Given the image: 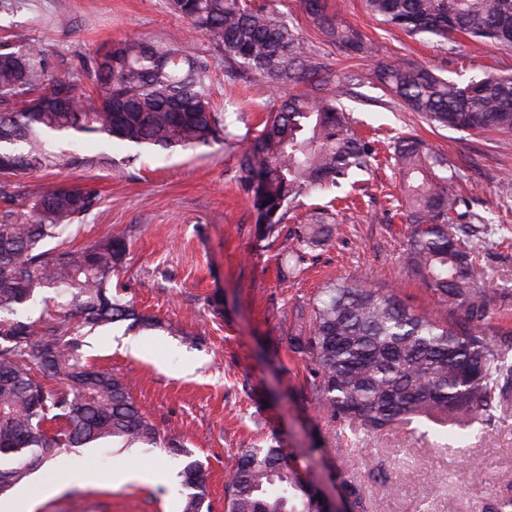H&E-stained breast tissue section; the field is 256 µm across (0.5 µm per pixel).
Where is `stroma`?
Here are the masks:
<instances>
[{
  "instance_id": "stroma-1",
  "label": "stroma",
  "mask_w": 512,
  "mask_h": 512,
  "mask_svg": "<svg viewBox=\"0 0 512 512\" xmlns=\"http://www.w3.org/2000/svg\"><path fill=\"white\" fill-rule=\"evenodd\" d=\"M301 32L325 65L328 91L353 72L360 86L342 95L355 132L378 159L360 174L345 207L331 188L311 193L282 225H334L331 240L310 249L307 268L281 281L280 242L260 240L257 215L234 178L236 157L262 129L272 94L252 77H228L224 59L170 7L169 0H5L0 38L18 48L38 46L48 70L72 74L77 91L95 80L85 57L140 37H177L210 64L211 99L227 114L236 145L174 152L115 143L107 168L34 173L45 188L95 187L99 205L65 235L79 248L113 234L128 246L112 285L158 325L147 330L117 322L80 337L89 362L129 380L134 401L162 437L183 441L204 470L210 512H224L225 485L242 449L281 446L302 479L323 501L357 512H499L512 498V402L487 425L460 437L420 435L398 425L375 434L340 431L311 391L310 364L289 338L311 316L321 288L352 274H369L414 310L444 316L438 294L405 261L409 228L400 206L399 176L390 161L399 136H418L446 158L471 212L490 218L480 254L483 288L504 295L490 314L492 330H512V135H471L432 129L371 81L376 63L411 61L445 78L464 79L494 68L512 75V49L459 40L446 53L435 40L409 36L371 17L363 0H327L339 19L375 45L354 58L325 41L301 0H269ZM139 353H132L131 344ZM354 449L346 457L345 449ZM182 458L150 445L105 440L58 459L30 476L9 499L23 512H183ZM484 469L491 483L474 473ZM77 473L97 481H74ZM385 494H378V485ZM56 493H49V486Z\"/></svg>"
}]
</instances>
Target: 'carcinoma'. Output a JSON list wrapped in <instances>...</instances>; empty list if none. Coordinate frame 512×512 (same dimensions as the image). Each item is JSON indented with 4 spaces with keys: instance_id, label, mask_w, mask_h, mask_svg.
Segmentation results:
<instances>
[{
    "instance_id": "cac0c4a2",
    "label": "carcinoma",
    "mask_w": 512,
    "mask_h": 512,
    "mask_svg": "<svg viewBox=\"0 0 512 512\" xmlns=\"http://www.w3.org/2000/svg\"><path fill=\"white\" fill-rule=\"evenodd\" d=\"M325 40L370 57L371 44L339 23L323 0H303ZM176 13L224 55V64L280 94L307 83L272 107L251 147L237 155L236 180L258 213L260 238L277 239L295 204L314 191L341 186L371 167L370 150L345 110L318 81L320 59L298 29L265 2L172 0ZM368 12L453 51L456 37L512 48V0H365ZM96 96L76 92L74 77L46 70L42 51L0 42V494L61 455L105 439L154 444L157 428L133 400L129 384L83 362L76 331L121 321L150 327L153 318L112 294L123 264L124 237L81 248L56 245L98 205L89 187L45 189L13 178L52 168L109 165L100 151H55L61 137H94L162 150L229 144L237 138L209 94V65L171 38H129L87 60ZM375 78L429 124L455 131L512 132V75L483 72L445 79L403 61L380 65ZM407 219L413 229L406 260L440 295L441 321L402 303L391 289L352 275L321 289L308 325L290 338L312 364L320 409L344 427L370 433L393 424L488 421L512 399V342L488 330L498 295L478 287L481 229L461 211L448 163L417 138L397 141ZM329 224H303L285 246L288 273L307 250L326 241ZM48 289L67 312L35 323L22 311ZM164 451L185 458L189 490L183 512H202L208 485L202 465L176 441ZM224 512H322V504L278 446L247 448L236 459Z\"/></svg>"
}]
</instances>
